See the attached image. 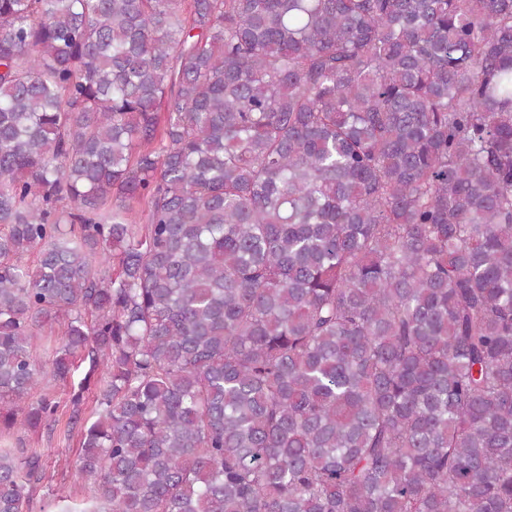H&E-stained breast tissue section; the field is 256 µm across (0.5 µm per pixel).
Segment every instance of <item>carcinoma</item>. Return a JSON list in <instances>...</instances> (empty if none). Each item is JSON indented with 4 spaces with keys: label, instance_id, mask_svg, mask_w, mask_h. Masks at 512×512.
I'll use <instances>...</instances> for the list:
<instances>
[{
    "label": "carcinoma",
    "instance_id": "obj_1",
    "mask_svg": "<svg viewBox=\"0 0 512 512\" xmlns=\"http://www.w3.org/2000/svg\"><path fill=\"white\" fill-rule=\"evenodd\" d=\"M78 361L81 512H512V0H0V425ZM61 326L58 323L46 325L39 329L33 340L32 350L36 361L49 366L61 342Z\"/></svg>",
    "mask_w": 512,
    "mask_h": 512
}]
</instances>
